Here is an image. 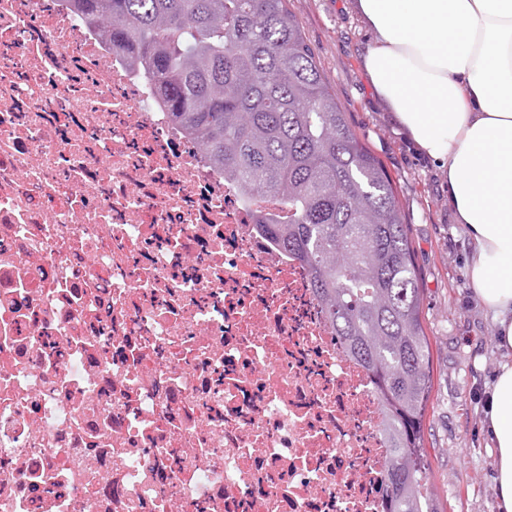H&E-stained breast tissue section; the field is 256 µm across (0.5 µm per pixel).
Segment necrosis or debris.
Listing matches in <instances>:
<instances>
[{"mask_svg": "<svg viewBox=\"0 0 512 512\" xmlns=\"http://www.w3.org/2000/svg\"><path fill=\"white\" fill-rule=\"evenodd\" d=\"M65 0H0V512H381L373 382Z\"/></svg>", "mask_w": 512, "mask_h": 512, "instance_id": "obj_1", "label": "necrosis or debris"}]
</instances>
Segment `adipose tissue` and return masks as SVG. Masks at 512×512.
Wrapping results in <instances>:
<instances>
[{
    "instance_id": "obj_1",
    "label": "adipose tissue",
    "mask_w": 512,
    "mask_h": 512,
    "mask_svg": "<svg viewBox=\"0 0 512 512\" xmlns=\"http://www.w3.org/2000/svg\"><path fill=\"white\" fill-rule=\"evenodd\" d=\"M375 96L448 180L474 294L503 360L483 404L498 512H512V0H353Z\"/></svg>"
}]
</instances>
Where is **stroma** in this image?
I'll return each instance as SVG.
<instances>
[{
	"label": "stroma",
	"mask_w": 512,
	"mask_h": 512,
	"mask_svg": "<svg viewBox=\"0 0 512 512\" xmlns=\"http://www.w3.org/2000/svg\"><path fill=\"white\" fill-rule=\"evenodd\" d=\"M288 7L351 128L391 174L410 227L433 363L425 427L429 477L447 512H497L482 396L501 355L495 346L496 326L472 290L469 245L455 222L448 182L437 164L405 138L371 91L361 67L370 34L347 0H288Z\"/></svg>",
	"instance_id": "stroma-1"
}]
</instances>
